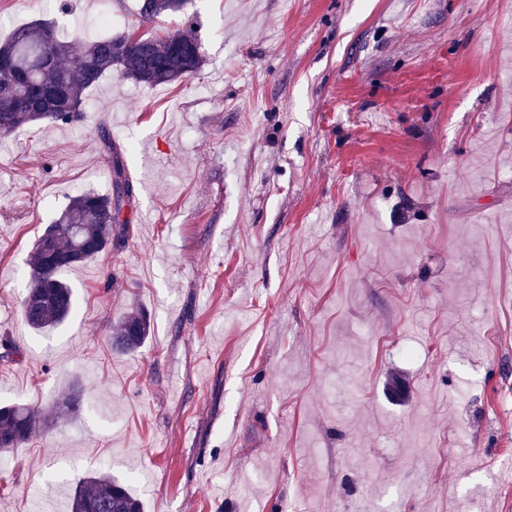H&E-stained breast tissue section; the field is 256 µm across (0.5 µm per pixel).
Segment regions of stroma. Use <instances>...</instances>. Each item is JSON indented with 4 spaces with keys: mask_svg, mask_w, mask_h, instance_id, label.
<instances>
[{
    "mask_svg": "<svg viewBox=\"0 0 512 512\" xmlns=\"http://www.w3.org/2000/svg\"><path fill=\"white\" fill-rule=\"evenodd\" d=\"M193 28L201 72L112 76L0 140V404L62 414L0 459V512L112 474L144 512H512V0H0V37ZM134 198L118 246L23 321L72 196ZM141 310L150 335L112 349ZM412 347L414 361L399 351ZM137 20L140 24L155 23L162 17L183 14L188 0H139ZM150 321L143 312L125 315L112 331L113 346L118 351L132 352L148 338Z\"/></svg>",
    "mask_w": 512,
    "mask_h": 512,
    "instance_id": "1",
    "label": "stroma"
}]
</instances>
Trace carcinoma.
<instances>
[{"label":"carcinoma","mask_w":512,"mask_h":512,"mask_svg":"<svg viewBox=\"0 0 512 512\" xmlns=\"http://www.w3.org/2000/svg\"><path fill=\"white\" fill-rule=\"evenodd\" d=\"M188 0H139L137 20H157L184 13ZM0 58L12 70L0 71V137L22 125L69 122L81 111L86 94L116 72L154 87L197 75L204 65L199 38L176 30L150 37L129 33L87 40L61 35L48 21L36 20L12 29L0 39ZM132 183L120 158L113 159V181L107 194L84 192L73 197L36 241L29 260L30 286L22 317L35 331L62 323L73 308L72 289L60 273L112 250L114 225L122 223ZM150 321L142 312L125 315L112 331L113 346L132 352L148 338ZM49 422L34 406H0V454L22 447ZM69 512H142L141 502L121 482L94 473L77 486Z\"/></svg>","instance_id":"obj_1"}]
</instances>
